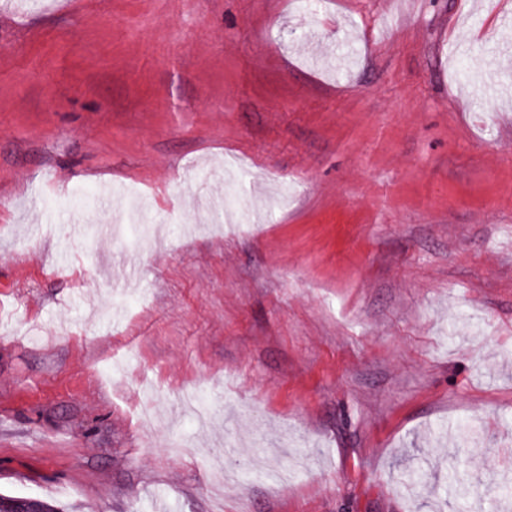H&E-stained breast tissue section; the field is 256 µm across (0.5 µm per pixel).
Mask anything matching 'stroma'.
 Here are the masks:
<instances>
[{
  "label": "stroma",
  "mask_w": 512,
  "mask_h": 512,
  "mask_svg": "<svg viewBox=\"0 0 512 512\" xmlns=\"http://www.w3.org/2000/svg\"><path fill=\"white\" fill-rule=\"evenodd\" d=\"M510 15L0 0V493L512 512Z\"/></svg>",
  "instance_id": "1"
}]
</instances>
